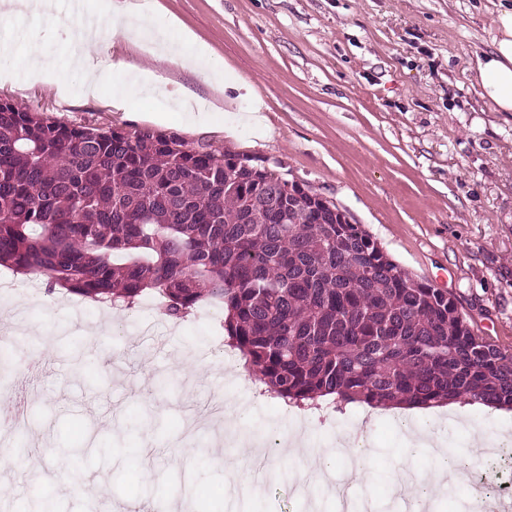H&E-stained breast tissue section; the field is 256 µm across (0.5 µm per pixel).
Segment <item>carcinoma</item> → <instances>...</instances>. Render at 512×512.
I'll return each mask as SVG.
<instances>
[{
    "instance_id": "cac0c4a2",
    "label": "carcinoma",
    "mask_w": 512,
    "mask_h": 512,
    "mask_svg": "<svg viewBox=\"0 0 512 512\" xmlns=\"http://www.w3.org/2000/svg\"><path fill=\"white\" fill-rule=\"evenodd\" d=\"M285 179L256 157L0 99V265L128 308L153 290L176 320L216 300L256 381L300 407L512 408V351Z\"/></svg>"
}]
</instances>
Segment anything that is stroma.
<instances>
[{
    "label": "stroma",
    "instance_id": "stroma-1",
    "mask_svg": "<svg viewBox=\"0 0 512 512\" xmlns=\"http://www.w3.org/2000/svg\"><path fill=\"white\" fill-rule=\"evenodd\" d=\"M158 28L178 19L209 53L186 70L156 59L112 28L100 0L76 13L73 0H58L39 17L41 51L51 67L70 61L78 32L95 24L100 39L115 43L125 72L88 92L72 70L57 93L29 85L17 70L14 28L0 27V78L10 82L0 99L45 113L66 125L151 128L175 134L207 151L230 150L281 167L347 211L354 223L414 277L447 289L469 315L475 331L512 349V113L496 112L481 98L476 61L495 33L493 18L512 0H148ZM155 73L152 93L127 110L111 111L99 100L135 84L141 70ZM196 92L208 121L195 125L177 108L180 88ZM260 120L248 122V113ZM0 288V334L21 331L51 338L37 370L5 380L6 400L28 416L29 449L54 512H126L133 503L190 495L193 512H226L224 470L208 443L178 457L187 437L184 416L211 420L213 396L245 414L248 429L264 435L300 426L301 413L250 387L237 364L225 362L224 318L197 310L169 321L163 303L144 294L119 333L89 341L86 331L106 326L97 302L60 290L52 312L37 297L41 278L11 274ZM206 367L190 381L178 369L184 355ZM91 363L74 374L72 357ZM366 405L330 412L310 430L328 451L337 435L368 429L374 454L365 482H350L344 465L334 479L350 482L355 498L388 512L404 505L391 493L397 467L410 458L420 473L435 460L423 448L408 450V429L441 433L461 457L459 490L486 470L485 451L473 441H497L512 432V416L465 405L453 424L442 410L418 415ZM81 480L84 493L65 491ZM245 512H336L328 495L301 490L295 470L271 457ZM204 492L193 495L194 487Z\"/></svg>",
    "mask_w": 512,
    "mask_h": 512
}]
</instances>
